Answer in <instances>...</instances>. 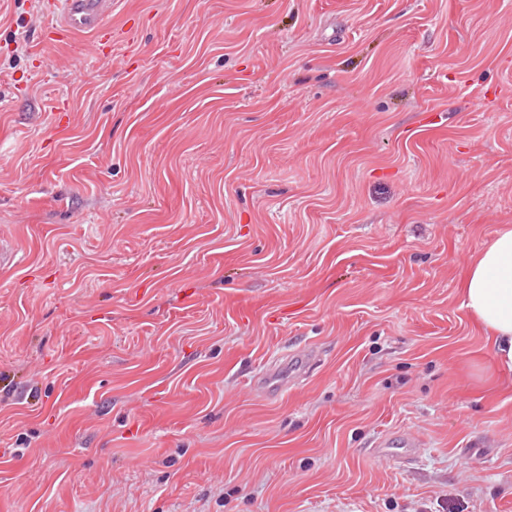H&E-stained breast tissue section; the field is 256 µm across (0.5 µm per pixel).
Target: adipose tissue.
<instances>
[{"label":"adipose tissue","instance_id":"obj_1","mask_svg":"<svg viewBox=\"0 0 512 512\" xmlns=\"http://www.w3.org/2000/svg\"><path fill=\"white\" fill-rule=\"evenodd\" d=\"M463 297L491 340L499 363L512 369V228L497 231L469 265Z\"/></svg>","mask_w":512,"mask_h":512}]
</instances>
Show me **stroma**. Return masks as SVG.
Here are the masks:
<instances>
[{"label": "stroma", "instance_id": "stroma-1", "mask_svg": "<svg viewBox=\"0 0 512 512\" xmlns=\"http://www.w3.org/2000/svg\"><path fill=\"white\" fill-rule=\"evenodd\" d=\"M43 2L0 0V512H512L460 292L512 226V0H114L65 41ZM419 447L418 440L409 434H406L402 441L397 445H390L387 441H382L379 448H376L375 455L379 459L398 458L409 460L416 453Z\"/></svg>", "mask_w": 512, "mask_h": 512}]
</instances>
